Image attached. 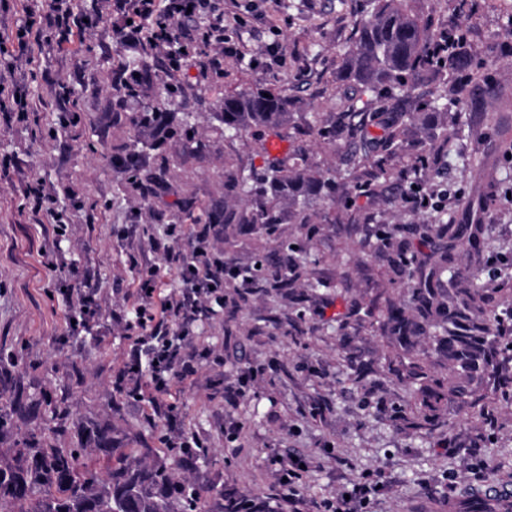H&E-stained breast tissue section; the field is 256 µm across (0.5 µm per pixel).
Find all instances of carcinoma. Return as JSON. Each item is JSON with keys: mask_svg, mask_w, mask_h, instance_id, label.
Segmentation results:
<instances>
[{"mask_svg": "<svg viewBox=\"0 0 512 512\" xmlns=\"http://www.w3.org/2000/svg\"><path fill=\"white\" fill-rule=\"evenodd\" d=\"M433 42L435 33L406 0H366L365 18L341 78L355 94L380 92L395 100L409 87L440 81V99L427 104L435 112L448 97L466 98L470 90L464 84H448V75L468 63L464 42L448 39L445 65L432 70L423 58ZM157 65L154 54H144L134 70L136 76L122 84L124 95L138 97L142 82ZM161 93L168 96L163 106L145 107L132 118L135 128L153 134L150 140L136 139L127 154V180L132 183H156L166 176L163 167L154 172L147 169L151 152L161 149L166 140L176 137L191 150L202 147L193 113L172 104L171 98L179 94L177 80L170 79ZM290 107L286 90L258 85L225 95L212 116L228 137L243 139L277 129ZM412 119L411 112L394 116L362 112L353 96L336 113L333 125L311 124L302 135L334 145L337 137L347 134L353 179L367 177L383 185L393 178H408L391 161L408 150L404 123ZM350 186L349 180L338 181L334 171L321 174L277 160L262 171H229L224 174V187L235 199L224 200V223L305 224L311 204L331 207L349 193ZM410 230L429 245L432 271L404 297L384 298L381 309L394 350L390 362L402 367L409 386V397L399 409L400 420L421 431L438 423L448 397L465 395L466 386L475 380H493L501 399L512 401V336L503 334L496 313L498 299L512 296V289L492 285L496 273L478 267L462 281L451 271L452 252L479 242L486 225L442 221L414 224ZM402 231L395 227L378 232L365 254L387 258L394 273L413 281L421 263ZM285 248L297 250L288 244ZM297 251L302 256H290L279 266L260 258V267L253 266L242 275L253 282L264 280L271 288H290L288 272L306 265L309 257L306 250ZM427 334L437 341V360L417 353ZM179 452L170 447L168 461L145 465L136 459L134 449L114 448L112 467L102 477L85 466L84 449L59 448L48 436H33L12 460L0 461V512H205L202 491L191 484H174L172 468L180 464Z\"/></svg>", "mask_w": 512, "mask_h": 512, "instance_id": "carcinoma-1", "label": "carcinoma"}]
</instances>
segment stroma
<instances>
[{"instance_id":"stroma-1","label":"stroma","mask_w":512,"mask_h":512,"mask_svg":"<svg viewBox=\"0 0 512 512\" xmlns=\"http://www.w3.org/2000/svg\"><path fill=\"white\" fill-rule=\"evenodd\" d=\"M410 0L433 28L454 25L467 32L472 61L460 71L469 84H486L491 95L449 103L428 124L409 123V153L429 152L456 132L457 152L444 176L450 191H462L456 223L487 218L478 250L456 249L453 267L467 277L493 257L512 260V0ZM73 12L91 26L80 44L61 50L30 45L11 79L31 105L24 119L0 112V390L35 400L27 413H10L0 428V458L49 425L52 403L74 416L59 429L62 448H82L90 468L111 464L94 437L108 431L117 448H133L142 462L166 457L165 439L196 438L174 479L205 490L206 512H223L224 498L253 501L264 512H306L308 503L368 486L370 512H436L451 499L493 479L512 480V402L490 405V419L471 417L466 399H449L448 419L426 434L406 427L393 412L407 384L389 368L387 340L378 328V304L397 296L403 281L387 260L366 257L345 230L351 217L373 213L379 225L422 223L404 201V187L361 184L339 223L317 216L307 224H279L266 232L256 224L211 225L197 243L198 225L183 226V252L203 246L209 259L230 260L240 269L282 241L308 244L309 276L294 284L287 300L275 290L225 279L221 306L189 324L184 350L195 368L187 381L172 379L169 394L157 395L149 379L138 392L118 391L115 378L129 361L141 332L135 313L141 290L158 296L185 286L180 269L163 256L170 225L191 199L209 206L224 198L227 168L263 167L267 141L229 139L212 114L224 95L258 84L285 89L293 106L286 128L311 120H336L347 94L341 79L363 0H253V19L239 37L244 57L224 59L223 77L201 83L193 66L178 79L182 109L195 115L202 149L169 141L153 164H166L165 180L149 197L129 183L120 165L136 130L135 108L158 104L167 71L155 69L135 103L119 91L118 71L132 68L143 43L122 41L110 0H72ZM281 20L286 68L253 67L249 55L273 38L267 17ZM46 23L43 0H0V33ZM50 197L52 214L31 210V187ZM493 197L490 214L483 198ZM68 226L54 232L53 214ZM153 268L150 281L140 272ZM322 280L309 288L310 279ZM78 288L95 299L83 326L71 329L76 310L62 291ZM295 459L296 500L276 495L279 459Z\"/></svg>"}]
</instances>
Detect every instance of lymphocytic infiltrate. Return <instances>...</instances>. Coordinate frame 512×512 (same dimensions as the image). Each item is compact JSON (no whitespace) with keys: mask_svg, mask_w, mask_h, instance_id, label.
I'll use <instances>...</instances> for the list:
<instances>
[{"mask_svg":"<svg viewBox=\"0 0 512 512\" xmlns=\"http://www.w3.org/2000/svg\"><path fill=\"white\" fill-rule=\"evenodd\" d=\"M114 8L124 20L119 29L122 39L147 41L156 51L180 44L181 61L194 64L204 77L217 71L222 56L228 53V31L246 24L240 14L225 11L224 0H114ZM46 20L44 28L17 30L19 49H26L32 40L66 48L82 27L81 20L73 16L70 0H49ZM163 254L169 264L188 272L190 286L160 301L159 319L151 326L149 338L136 339L132 358L122 374L130 378L150 375L155 390L165 394L172 379L183 381L194 373L183 357L185 335L178 332V325L208 318L213 292L222 287L232 265L213 262L199 270L194 258L172 246H164Z\"/></svg>","mask_w":512,"mask_h":512,"instance_id":"obj_1","label":"lymphocytic infiltrate"}]
</instances>
